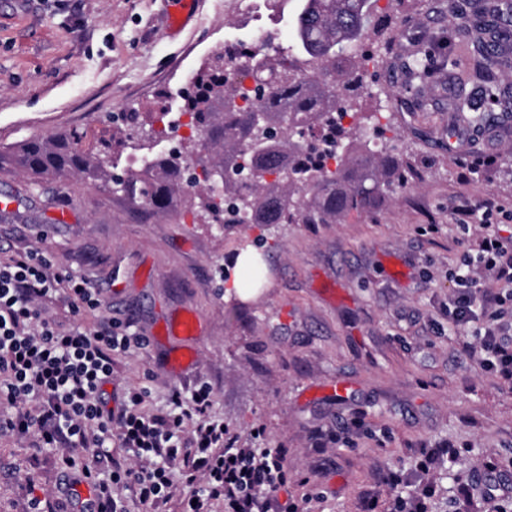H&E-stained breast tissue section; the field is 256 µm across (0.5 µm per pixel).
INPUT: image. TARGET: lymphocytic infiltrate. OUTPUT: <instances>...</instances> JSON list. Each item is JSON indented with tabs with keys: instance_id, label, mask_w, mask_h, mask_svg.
Wrapping results in <instances>:
<instances>
[{
	"instance_id": "1",
	"label": "lymphocytic infiltrate",
	"mask_w": 512,
	"mask_h": 512,
	"mask_svg": "<svg viewBox=\"0 0 512 512\" xmlns=\"http://www.w3.org/2000/svg\"><path fill=\"white\" fill-rule=\"evenodd\" d=\"M495 209H464L468 218H485L470 238L455 287L448 296V321L472 329L476 343L461 350L499 381L512 384V240L498 235L488 218ZM65 298L72 316L96 310L101 292L89 280L50 272L38 253L0 260V434L32 436L36 451L79 450L62 458L64 471L96 486V512H128L112 489L131 490L143 512L179 498L181 512H297L280 502L288 485L285 448H243L228 426L209 419L211 389L196 384L174 391L173 412L145 410L146 391L130 392L119 413L105 409L104 387L112 380V356L141 345L134 321L96 328L69 325L47 316L45 305ZM193 422L184 435L185 422ZM124 448L128 464L112 457ZM182 485L174 487L172 472ZM381 484L407 488L396 495L393 512H428L434 485L409 491V478L387 470Z\"/></svg>"
}]
</instances>
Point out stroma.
Wrapping results in <instances>:
<instances>
[{
	"label": "stroma",
	"mask_w": 512,
	"mask_h": 512,
	"mask_svg": "<svg viewBox=\"0 0 512 512\" xmlns=\"http://www.w3.org/2000/svg\"><path fill=\"white\" fill-rule=\"evenodd\" d=\"M0 0V149L59 132L85 153L110 150L118 170L141 157L111 118L176 112L188 76L228 36L245 43L278 36L301 0H195L180 32H169L168 0H33L15 14ZM455 0H390L368 33L370 61L354 100L382 113L393 153L418 167L372 215L341 224L203 223L186 204L159 218L90 180H35L0 168V195L19 197L24 220L0 216V252L39 251L54 272L97 284L102 306L82 316L135 320L145 344L116 355L113 389L147 388L150 411H168L174 387L203 380L211 418L242 447L288 450V497L299 512H358L362 493L389 512L394 491L377 472L413 471L421 449L442 444L453 460L429 474L438 493L429 512H512L488 500L487 479L512 484V385L485 374L449 327L448 270L472 235L460 206L486 200L512 208V134L449 139L455 122L447 80L422 86L405 76L407 56L448 36ZM479 174L462 179L472 163ZM262 240L263 285L246 298L231 288L241 241ZM185 310L201 320L199 367L183 380L167 369L179 340L151 336L161 318ZM347 389L337 394V381ZM63 473L55 453L0 436V512H30Z\"/></svg>",
	"instance_id": "1"
}]
</instances>
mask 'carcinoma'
I'll list each match as a JSON object with an SVG mask.
<instances>
[{
	"label": "carcinoma",
	"instance_id": "cac0c4a2",
	"mask_svg": "<svg viewBox=\"0 0 512 512\" xmlns=\"http://www.w3.org/2000/svg\"><path fill=\"white\" fill-rule=\"evenodd\" d=\"M375 5L305 0L291 20L287 53L238 56L253 78L248 91L233 82L235 68H224V51H215L183 93V111L207 138L205 155L184 171L181 152L173 151L143 173L114 174L108 153L80 152L68 133L33 137L0 158L38 178L101 173L155 215L172 212L189 187L190 207L209 224H339L352 212L373 214L412 171L401 156L370 148L377 128L341 124L359 88ZM457 12L456 47L466 63L452 71L451 105L481 134L512 115V92L499 87V76L512 70V0H460ZM433 56L430 47L414 53L404 69L426 76ZM248 93L261 104L245 110L237 98Z\"/></svg>",
	"mask_w": 512,
	"mask_h": 512
}]
</instances>
